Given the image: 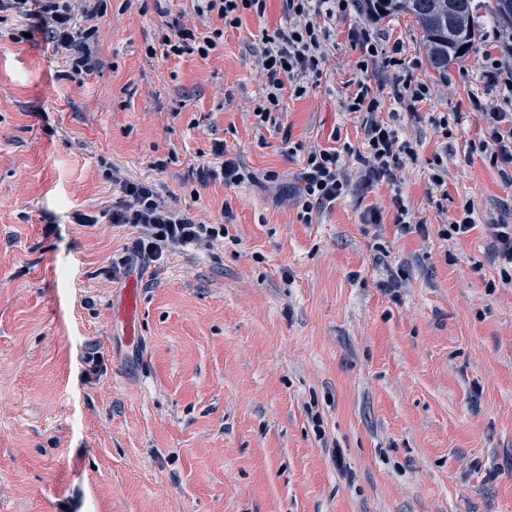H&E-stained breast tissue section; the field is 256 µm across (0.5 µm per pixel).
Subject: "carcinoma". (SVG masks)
Listing matches in <instances>:
<instances>
[{
	"mask_svg": "<svg viewBox=\"0 0 512 512\" xmlns=\"http://www.w3.org/2000/svg\"><path fill=\"white\" fill-rule=\"evenodd\" d=\"M360 8L373 17L411 15L423 34L431 68L448 71V64L470 51L475 33L471 26L472 0H360Z\"/></svg>",
	"mask_w": 512,
	"mask_h": 512,
	"instance_id": "carcinoma-1",
	"label": "carcinoma"
}]
</instances>
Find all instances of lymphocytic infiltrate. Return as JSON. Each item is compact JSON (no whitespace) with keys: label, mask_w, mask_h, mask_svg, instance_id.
Wrapping results in <instances>:
<instances>
[{"label":"lymphocytic infiltrate","mask_w":512,"mask_h":512,"mask_svg":"<svg viewBox=\"0 0 512 512\" xmlns=\"http://www.w3.org/2000/svg\"><path fill=\"white\" fill-rule=\"evenodd\" d=\"M355 0H281L284 24L273 35L264 37L257 62L266 78V95L255 116L257 127H264L279 111L284 98L300 99L318 86L322 66L329 57L332 30L337 18L353 7ZM267 0H203L197 17L209 21L221 20V27L210 35L198 36L196 28L173 26L163 35L160 44L164 55L179 56L198 53L208 56L223 38L225 29L239 27L245 12L264 16ZM6 13L25 21L32 30L64 51L71 64L72 75L90 73L96 63L100 0H0V14ZM349 37L359 49V62L365 67L384 71L377 82L362 79L340 101L342 111L362 116L365 140L362 148L343 141L340 130H333L331 147H311L306 163L293 190L300 209L299 218L311 223L313 213L344 199L351 190L352 175H359L364 184H387L396 207L393 225L401 234H416L428 238L437 233L448 241L467 234L475 226L471 205L449 223L438 229L414 220L403 204L398 173L406 160L417 159L412 141L401 138L402 120H419V106L430 95L428 85L418 81L401 57V42L386 45L377 40L372 30L360 28ZM388 119H381V112ZM483 137L478 142L480 152L492 163L512 165V113L486 112ZM214 162L199 166L195 177L200 184L219 180L227 187L244 183H270L280 180L277 172L257 174L248 171L236 158L230 157L223 144L213 150ZM112 183L120 196L107 209L97 213L74 214L75 223L94 225L100 220L111 224H131L138 235L125 248L124 255L112 265L113 278H121L135 269H147L159 264L167 253L197 248H210L224 236L220 224H207L195 219L188 211L168 205L156 184L138 179L120 169H113Z\"/></svg>","instance_id":"f902f5d3"}]
</instances>
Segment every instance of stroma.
Returning a JSON list of instances; mask_svg holds the SVG:
<instances>
[{
    "mask_svg": "<svg viewBox=\"0 0 512 512\" xmlns=\"http://www.w3.org/2000/svg\"><path fill=\"white\" fill-rule=\"evenodd\" d=\"M197 5L101 0L97 66L80 80L42 36L0 40V512H512V292L488 230L512 224V180L470 148L483 126L470 96L512 108L479 77L485 51L512 69L492 0H473L476 45L444 73L412 17L351 9L319 86L262 129L256 52L280 0L208 58L147 55ZM364 24L420 63L431 96L402 126L420 144L402 199L428 224L471 203L476 226L455 243L397 234L380 184L305 224L274 190L188 175L219 142L287 177L304 165L289 143L324 147L337 128L360 145L361 119L339 101L361 76L348 32ZM431 112L466 118L445 143ZM442 149L438 210L427 161ZM114 167L226 226L210 251L169 254L140 277L136 353L112 321L122 284L107 275L136 229L72 221L118 198ZM369 205L385 224L377 243L361 222ZM391 271L407 278L395 297L381 286Z\"/></svg>",
    "mask_w": 512,
    "mask_h": 512,
    "instance_id": "35a3bbf8",
    "label": "stroma"
}]
</instances>
